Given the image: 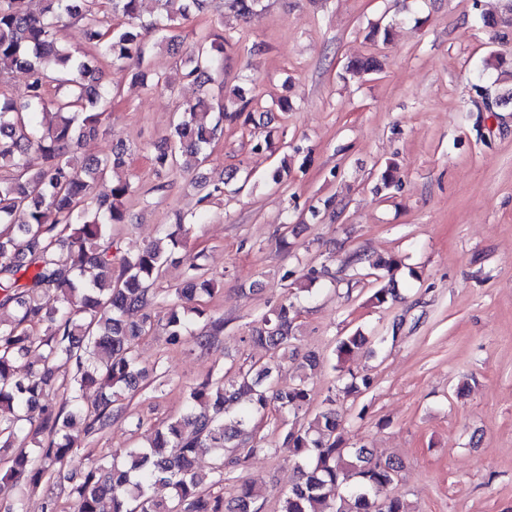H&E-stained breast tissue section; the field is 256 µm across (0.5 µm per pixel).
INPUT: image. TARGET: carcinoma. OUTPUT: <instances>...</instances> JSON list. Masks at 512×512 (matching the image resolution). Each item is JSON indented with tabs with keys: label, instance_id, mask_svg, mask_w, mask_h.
<instances>
[{
	"label": "carcinoma",
	"instance_id": "1",
	"mask_svg": "<svg viewBox=\"0 0 512 512\" xmlns=\"http://www.w3.org/2000/svg\"><path fill=\"white\" fill-rule=\"evenodd\" d=\"M25 2L0 0V75L27 74L22 97L0 90V225L8 228L0 234V481H22L30 491L50 478L71 483L73 512H259L262 493L254 485L238 483L228 499L214 488L247 459L286 451L296 479L280 495V512H410L393 492L402 463L346 445L335 394L308 417V385L320 364L313 353L303 356L298 383L286 389L276 387L267 366L206 378L148 445L114 451L111 462L73 483L76 423L87 436L120 419L136 430L143 425L125 402L148 380L136 354L154 329L144 310L165 309L172 346L190 339L207 346L224 331V318L207 315L201 304L216 288L198 269L185 272L172 297L153 288L206 210L177 214L153 241L115 248L114 227L125 223L124 200L137 187L125 180L105 196L93 191L125 164L128 149L118 142L109 157L78 154L87 138L108 129L112 115V81L102 64L144 65L155 46L180 38V22L203 11L206 0H153L158 10L147 18L145 0H35V9ZM66 20L82 27L85 48L78 52L60 44ZM390 37L391 27L379 23L365 35L373 44ZM231 47L222 32L199 35L175 75L155 73L150 88L173 93L181 79L211 82ZM251 104L240 87L221 103L206 94L181 103L172 130L151 150L155 189L166 187L167 174L205 162L224 122ZM299 315L294 302L278 304L261 316L251 340L295 358ZM368 343L357 330L338 341L334 356L342 363ZM92 387L110 394L89 406ZM272 411L279 415L277 448L256 438ZM210 450L215 463L203 472L194 460ZM157 486L170 495L157 497Z\"/></svg>",
	"mask_w": 512,
	"mask_h": 512
}]
</instances>
